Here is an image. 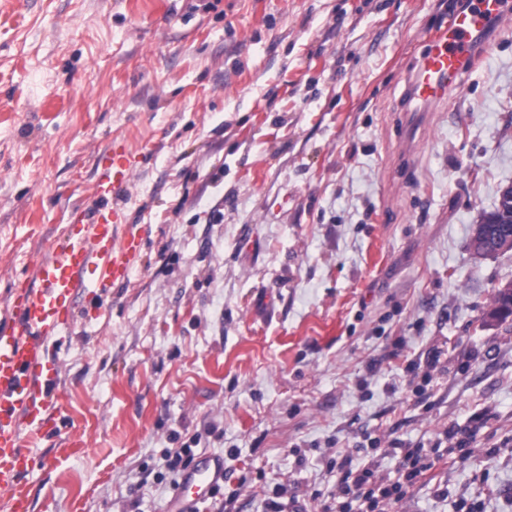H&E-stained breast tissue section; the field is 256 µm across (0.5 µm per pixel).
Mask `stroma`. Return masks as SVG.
I'll return each instance as SVG.
<instances>
[{"instance_id":"1","label":"stroma","mask_w":512,"mask_h":512,"mask_svg":"<svg viewBox=\"0 0 512 512\" xmlns=\"http://www.w3.org/2000/svg\"><path fill=\"white\" fill-rule=\"evenodd\" d=\"M457 0H0V318L94 205L111 140L141 261L56 338L30 512H167L166 454L224 458L198 512H324L336 467L460 443L384 512H512V26L420 119L407 73ZM436 368H428L431 357Z\"/></svg>"}]
</instances>
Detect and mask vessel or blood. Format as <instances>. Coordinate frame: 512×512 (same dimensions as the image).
<instances>
[{"mask_svg": "<svg viewBox=\"0 0 512 512\" xmlns=\"http://www.w3.org/2000/svg\"><path fill=\"white\" fill-rule=\"evenodd\" d=\"M512 21V0H473L444 28L429 30L427 50L409 95L421 109L450 97L456 82L483 59L501 26ZM137 159L120 141H112L95 158L92 209L75 208L71 223L78 232L58 238L45 251L13 300L14 317L0 323V493L9 500L27 498L22 460V432L46 438L57 414L54 394L57 363L54 336L70 319L91 288L125 281L139 259L142 242L113 198L127 189ZM99 277L89 282L88 268ZM224 480V461L204 456L187 470L170 499L168 512H194Z\"/></svg>", "mask_w": 512, "mask_h": 512, "instance_id": "obj_1", "label": "vessel or blood"}]
</instances>
